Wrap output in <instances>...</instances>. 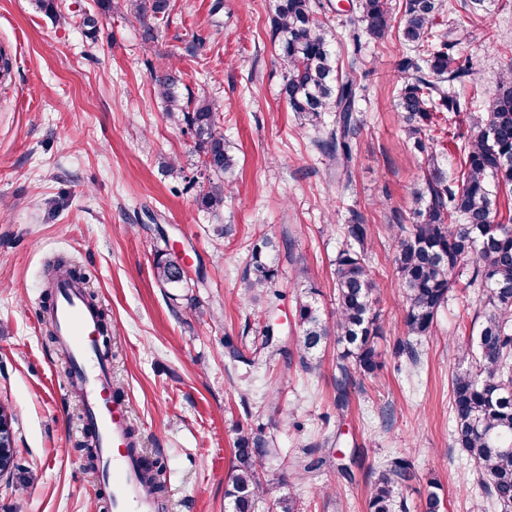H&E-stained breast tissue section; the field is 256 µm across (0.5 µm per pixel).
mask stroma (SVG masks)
Instances as JSON below:
<instances>
[{
	"label": "stroma",
	"mask_w": 512,
	"mask_h": 512,
	"mask_svg": "<svg viewBox=\"0 0 512 512\" xmlns=\"http://www.w3.org/2000/svg\"><path fill=\"white\" fill-rule=\"evenodd\" d=\"M274 0H170L152 41H143L131 0H62L63 19L34 0H0V404L15 414L13 477L0 479V512H102L111 489L87 471L81 398L68 360L47 339L46 264L66 257L112 319V382L127 399L140 446L163 466L168 512H227L224 493L239 427L268 424L265 397L279 389L293 423L270 426L279 448L260 474L273 479L303 449L328 464L295 482L301 512H366L379 473L403 458L414 477L408 512H421L438 481L447 512H496L486 504L473 459L454 444L450 380L466 369L459 344L483 308L477 288H455L432 335L408 338L396 273L394 215L411 216L414 195L443 143L473 134L466 113L436 115L427 152L408 144L395 96L401 45L364 43L360 129L352 184H336L321 131L304 124L279 94L286 72L271 40ZM96 13V39L77 25ZM457 47L472 83L490 95L512 66V0H484ZM169 59L194 99L224 103V140L235 157L224 194L229 234L184 192L200 154L184 125L169 118L149 63ZM181 167L170 175L169 165ZM360 212L371 231V265L382 288L377 308L383 366L357 374L349 407H336L335 340L305 372L282 359L245 372L224 362V340L250 346L264 320L242 296L248 249L261 235L281 240L276 288L282 333L297 334L295 307L319 290L324 318L336 309L332 262L343 226ZM191 265L184 287L156 278L157 246ZM412 340L417 361L398 354ZM357 449L354 479L332 458Z\"/></svg>",
	"instance_id": "35a3bbf8"
}]
</instances>
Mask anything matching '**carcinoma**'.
I'll use <instances>...</instances> for the list:
<instances>
[{
    "label": "carcinoma",
    "mask_w": 512,
    "mask_h": 512,
    "mask_svg": "<svg viewBox=\"0 0 512 512\" xmlns=\"http://www.w3.org/2000/svg\"><path fill=\"white\" fill-rule=\"evenodd\" d=\"M134 18L145 30L151 21L166 14L169 0H134ZM346 25L353 40L379 41L389 33L406 54L398 63L403 83L397 106L413 148L421 153L432 140L436 112L470 109L471 100L448 94V86L469 82V60L454 55L460 39L455 28L437 29V18L448 9L447 0H404L398 18L392 17L390 0H349ZM332 7L322 0H275L272 37L280 44L288 64L280 95L291 111L308 124H323L326 113H335L332 127L321 147L336 158V180L348 187L352 172L353 139L358 130L354 117L361 90L357 57L342 68L332 48L334 35L323 20ZM150 76L166 103L167 112L180 114L202 153L203 180H191L185 191L195 192V201L216 221L222 219L224 190L235 171V160L219 132L224 104L216 99L197 103L182 101L181 71L167 62L148 63ZM477 133L459 147L457 177L434 165L423 186L416 191L418 208L411 224L397 225V273L402 288L404 325L409 336H428L441 307L459 283L476 286L485 295V312L476 330V350L461 345L463 356L474 355L472 367L452 378V410L456 444L475 461L486 500L507 510L512 508V207L500 211L499 193L512 194V70L504 73L483 108L470 113ZM370 228L361 213L352 212L344 241L334 260L336 312L333 321L323 319L317 305V289L299 301L295 323L299 334L295 351L301 367L317 369L315 353L329 335L340 347L337 355V406L344 405L346 385L353 373L372 375L381 367L377 340L382 336L376 311L380 284L367 259ZM277 243L262 235L252 246L243 277L244 299L266 296L261 314L268 318L261 344L247 357L230 340L224 342V357L233 364L254 367L261 357L286 355L288 349L274 336L277 301L274 290L278 267ZM158 281L176 288L187 281L180 272V259L163 249L154 259ZM307 448L293 462L289 475L302 478L327 462ZM235 465L228 477L226 498L231 512H256L269 501L275 512H300L295 494L286 490L290 480L262 479L257 466L276 458L279 450L263 427H241L233 442ZM146 474L142 482L158 500L165 487L155 460L143 457ZM412 478L410 464L395 460L383 469L369 498L368 512H407L402 489ZM440 484L431 481L424 512H443Z\"/></svg>",
    "instance_id": "obj_1"
}]
</instances>
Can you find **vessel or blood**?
Returning <instances> with one entry per match:
<instances>
[{"label":"vessel or blood","mask_w":512,"mask_h":512,"mask_svg":"<svg viewBox=\"0 0 512 512\" xmlns=\"http://www.w3.org/2000/svg\"><path fill=\"white\" fill-rule=\"evenodd\" d=\"M51 319L60 347L73 364L69 384L82 398L84 415L97 439L102 476L112 487L114 512H158L159 505L142 489V460L130 438L129 405L114 393L111 364L98 347V309L87 303L84 286L69 278L55 284Z\"/></svg>","instance_id":"b4317fda"}]
</instances>
